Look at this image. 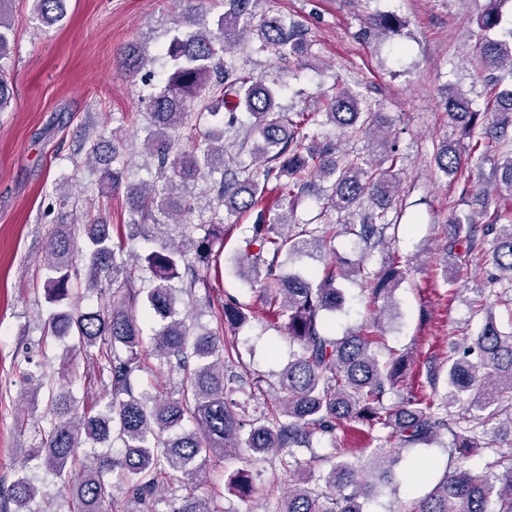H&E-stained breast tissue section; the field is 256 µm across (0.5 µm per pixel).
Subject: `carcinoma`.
Returning a JSON list of instances; mask_svg holds the SVG:
<instances>
[{
	"label": "carcinoma",
	"instance_id": "carcinoma-1",
	"mask_svg": "<svg viewBox=\"0 0 512 512\" xmlns=\"http://www.w3.org/2000/svg\"><path fill=\"white\" fill-rule=\"evenodd\" d=\"M261 0H224V14L213 29L203 26L202 15L192 6L163 48L172 63L164 89L149 93L144 148L157 159L159 174L171 172L161 185L124 183L126 169L121 147L112 146V167L101 182L112 191L125 189L128 223L155 214L180 229L182 243L162 241L140 265L124 258L113 245L109 225L102 220L78 225V218L62 222L53 233L44 258L43 289L51 305L45 320L46 336L71 338L66 350V382L55 385L46 371L29 374L33 396L46 398V427L40 444L22 450L23 474L9 489L3 512H50L51 502L35 485L30 472L45 469L56 478L78 471L76 483L63 481L68 490L69 512H128L115 493L112 475L120 472L125 494L135 499L138 512H158L160 493L178 481L187 487L169 512H222L216 501L221 487L208 498L192 490L198 470L208 464L224 470V457L232 451L255 461L290 449L294 465L286 472L288 488L277 498L273 512H364L363 504L378 488L391 482L396 465L392 449L430 442L444 434L462 456L473 450L496 454L480 471L459 466L444 474L423 498L399 512H512V455L498 450L502 438L512 436V330L501 331L495 321L494 289H473L475 313L484 318L480 331L450 347L441 361L447 366L446 391L437 393L436 368L427 369L431 393L415 390L416 360L410 353L391 352L378 358L381 319L395 307V291L405 277L398 254H387L374 274L365 272L364 259L352 261L337 255L321 274L306 270L301 262L321 252L339 234L355 236L365 249L387 246L386 219L393 205L399 177L398 140L391 130L372 123V104L343 89L312 111H285L277 103L279 91L250 72L224 63V54L246 35L255 34L261 48L278 59L301 62L309 49L305 30L283 17L257 13ZM502 0H489L479 19L485 33L480 47L481 69L489 73L484 109L475 107L469 94L454 86L442 92L448 122L468 139L464 149L446 142L433 155L434 166L444 176L462 175L466 153H475L476 130L492 128L498 139L512 130V26L503 29ZM11 0H0V61L13 50L18 20ZM33 19L46 26L66 16L65 0H33ZM399 20L392 14L369 17V31L380 35L394 31ZM201 111H192L195 102ZM248 114L250 123L240 120ZM491 126H486V121ZM240 126L255 140L252 155L262 166L243 164L230 154L222 138L208 135L204 143L180 147L182 129L191 122ZM354 132L372 130V151L389 162L372 163L359 155L336 159V148L319 140L313 128L321 123ZM497 193L512 200V152L493 167ZM211 180L217 207L207 228L190 224L191 197L183 188L201 177ZM329 183L331 205L355 213L358 221L341 229L330 224H290L288 215L263 206L269 192L278 203L293 210L299 193L312 188L308 179ZM256 211L257 223L234 256L238 276L261 283L262 313L275 322L285 321L290 341L299 352L281 371L275 383L248 372L224 374L226 358L235 345L223 333L251 321L256 311L228 298L210 304L220 331H197L177 308L179 295L192 294L201 273L220 262L226 222L243 212ZM501 213L491 221L474 210L455 218L448 246L439 259L443 280L461 279V255L477 259L489 244L498 279L512 282V224H502ZM83 228V246L76 231ZM204 235H196L198 229ZM463 249V253L456 249ZM88 259L85 288L74 281L77 256ZM148 275V287H135V271ZM188 279L181 285V271ZM358 281L368 292L378 315L369 332L330 333L327 315L342 310L341 282ZM97 290L107 297L98 308L78 307L82 290ZM157 326L147 335L142 320ZM103 361L108 391L91 409L79 405L74 394L83 378L80 358ZM177 373L180 381L172 396L138 391L133 377L151 369L150 360ZM276 395L274 404L249 415L232 395L236 392ZM398 392L396 401L386 395ZM356 429L374 446L373 459L363 463L358 450L336 447V432ZM330 442V453L303 460L297 453L316 441ZM121 452H108L114 442ZM506 470L497 473L501 466ZM227 487L245 497L258 493L249 469L232 474ZM16 509L11 511L8 504Z\"/></svg>",
	"mask_w": 512,
	"mask_h": 512
}]
</instances>
